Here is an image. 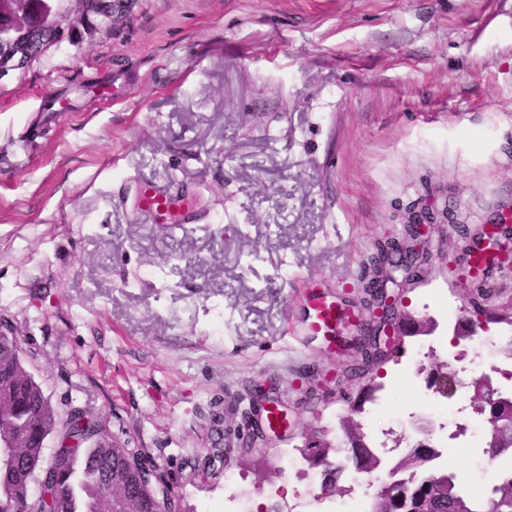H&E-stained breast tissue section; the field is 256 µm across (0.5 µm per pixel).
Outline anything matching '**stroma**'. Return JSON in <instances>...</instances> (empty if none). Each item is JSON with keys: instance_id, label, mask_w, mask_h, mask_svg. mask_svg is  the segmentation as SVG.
<instances>
[{"instance_id": "obj_1", "label": "stroma", "mask_w": 512, "mask_h": 512, "mask_svg": "<svg viewBox=\"0 0 512 512\" xmlns=\"http://www.w3.org/2000/svg\"><path fill=\"white\" fill-rule=\"evenodd\" d=\"M145 179L188 189L194 223L140 211ZM417 203L473 228L512 208V0H139L0 78V323L183 512H222L229 475L253 510L284 490L322 512L286 458L369 379L356 327L332 353L304 332L302 286L365 315L369 259ZM465 249L433 233L410 313L461 306ZM267 384L288 428L251 449Z\"/></svg>"}]
</instances>
